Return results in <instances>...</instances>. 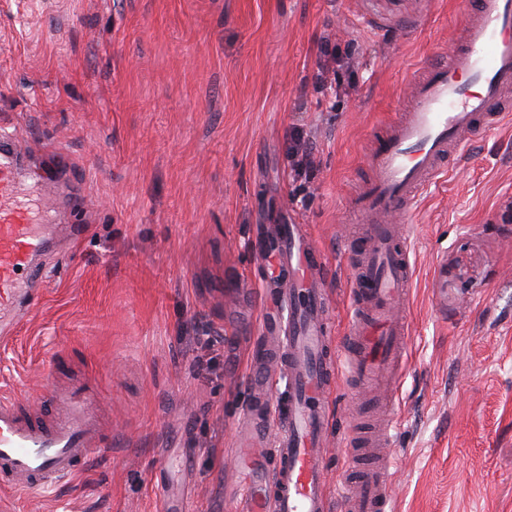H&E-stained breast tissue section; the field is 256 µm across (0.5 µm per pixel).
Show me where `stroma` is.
Masks as SVG:
<instances>
[{
  "mask_svg": "<svg viewBox=\"0 0 512 512\" xmlns=\"http://www.w3.org/2000/svg\"><path fill=\"white\" fill-rule=\"evenodd\" d=\"M474 0H0V121L21 140L33 197L61 223L41 302L0 345V391L48 420L54 390L87 388L112 443L52 495L0 512H227L236 429L269 272L257 229L295 220L328 264L344 339L350 201L369 144L407 87L457 44ZM350 66L315 82L321 41ZM310 180L289 174L293 131ZM63 145L60 153L40 142ZM407 217V360L389 449L395 512H512V116L478 137ZM448 291L440 305L436 289ZM371 413L339 374L331 488L362 459Z\"/></svg>",
  "mask_w": 512,
  "mask_h": 512,
  "instance_id": "obj_1",
  "label": "stroma"
}]
</instances>
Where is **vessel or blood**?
<instances>
[{
    "label": "vessel or blood",
    "instance_id": "1",
    "mask_svg": "<svg viewBox=\"0 0 512 512\" xmlns=\"http://www.w3.org/2000/svg\"><path fill=\"white\" fill-rule=\"evenodd\" d=\"M512 111V0H477L462 23L461 43L410 84V104L366 155L367 185L351 199L360 242H346L353 265L352 307L343 347H335L316 250L304 225L280 227L277 257L287 270L274 285L288 291L287 316L262 325L264 356L249 377L251 406L236 434L233 466L251 475L237 488L233 512H328L324 456L328 400L339 368L365 387L381 388L378 405L394 410L396 370L406 359L413 267L404 219L434 185L448 155L482 132L498 129ZM25 159L16 131L0 127V307L34 304L23 278L44 251L41 225L49 210L21 189ZM286 380L288 418L273 424L271 391ZM65 411L42 424L19 402L0 396V486L26 495L75 476L104 449L81 390L63 399ZM393 420L350 437L351 455L387 448ZM393 461L382 456L360 467L355 486L338 496L344 512H394Z\"/></svg>",
    "mask_w": 512,
    "mask_h": 512
}]
</instances>
